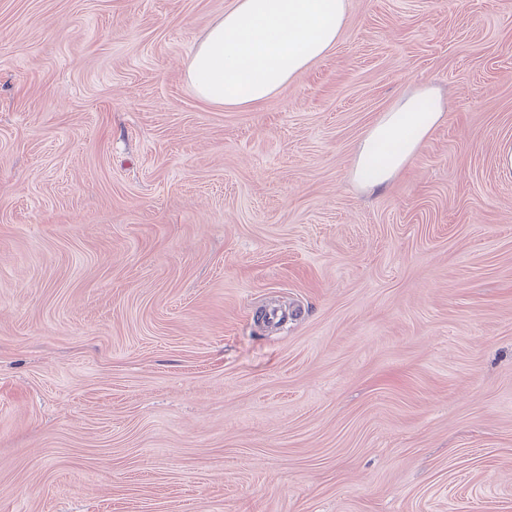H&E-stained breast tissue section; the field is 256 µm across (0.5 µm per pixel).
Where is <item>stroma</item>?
Instances as JSON below:
<instances>
[{
    "label": "stroma",
    "instance_id": "stroma-1",
    "mask_svg": "<svg viewBox=\"0 0 512 512\" xmlns=\"http://www.w3.org/2000/svg\"><path fill=\"white\" fill-rule=\"evenodd\" d=\"M232 5L0 0V512H512V0H347L244 110ZM445 113L437 91L427 84L403 96L362 136L351 175L363 188L389 184L417 155Z\"/></svg>",
    "mask_w": 512,
    "mask_h": 512
}]
</instances>
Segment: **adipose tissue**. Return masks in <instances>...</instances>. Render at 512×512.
<instances>
[{"instance_id": "adipose-tissue-1", "label": "adipose tissue", "mask_w": 512, "mask_h": 512, "mask_svg": "<svg viewBox=\"0 0 512 512\" xmlns=\"http://www.w3.org/2000/svg\"><path fill=\"white\" fill-rule=\"evenodd\" d=\"M345 18L346 0H234L192 55L190 85L200 98L229 109L260 104L328 55ZM444 117L432 86L400 98L362 136L353 179L366 189L389 184Z\"/></svg>"}]
</instances>
